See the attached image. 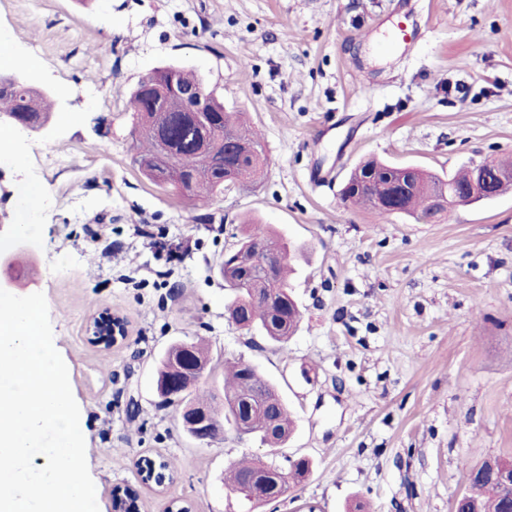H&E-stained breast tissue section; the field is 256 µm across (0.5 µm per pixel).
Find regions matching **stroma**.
Instances as JSON below:
<instances>
[{
    "label": "stroma",
    "instance_id": "stroma-1",
    "mask_svg": "<svg viewBox=\"0 0 512 512\" xmlns=\"http://www.w3.org/2000/svg\"><path fill=\"white\" fill-rule=\"evenodd\" d=\"M403 23L423 36L399 41ZM0 50L59 97L48 136L0 143V239L40 185L39 276L13 293L46 297L99 512L126 486L144 512H452L464 463L512 457V190L432 224L339 201L370 157L440 175L512 159V0H0ZM169 64L245 113L268 158L256 187L195 207L141 174L127 101ZM249 219L304 249L284 351L228 318L219 264ZM106 310L129 323L108 349L87 332ZM188 336L215 368L257 366L294 412L276 461L313 467L288 496L256 509L226 489L260 439L200 444L160 404L154 362ZM144 457L174 459L173 482L143 483Z\"/></svg>",
    "mask_w": 512,
    "mask_h": 512
}]
</instances>
